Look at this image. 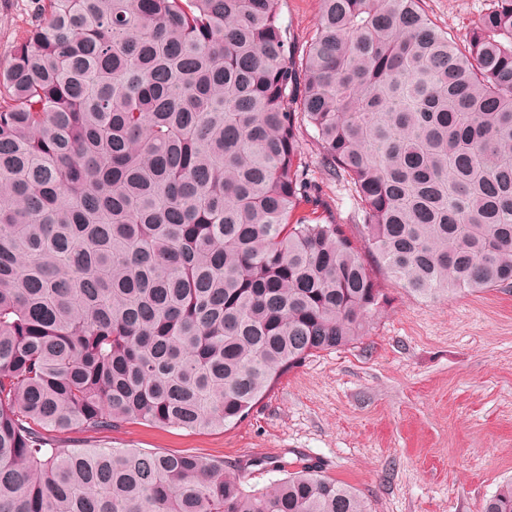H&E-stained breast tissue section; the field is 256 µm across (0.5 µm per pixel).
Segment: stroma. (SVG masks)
Wrapping results in <instances>:
<instances>
[{
  "mask_svg": "<svg viewBox=\"0 0 512 512\" xmlns=\"http://www.w3.org/2000/svg\"><path fill=\"white\" fill-rule=\"evenodd\" d=\"M491 0H422L455 39ZM37 0H0V62L37 15ZM319 0H282L281 20L306 43ZM309 178L327 206L322 221L355 233L347 183L330 179L311 128L300 130ZM355 244L388 303L361 342L309 357L282 376L251 414L225 430L190 432L133 424L94 435L63 433L70 448L188 452L232 464L259 488L279 479L272 461L302 453L354 487L371 512H481L512 480V288L426 299L379 267ZM268 467H261V460Z\"/></svg>",
  "mask_w": 512,
  "mask_h": 512,
  "instance_id": "obj_1",
  "label": "stroma"
}]
</instances>
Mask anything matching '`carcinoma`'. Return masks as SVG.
<instances>
[{
	"label": "carcinoma",
	"mask_w": 512,
	"mask_h": 512,
	"mask_svg": "<svg viewBox=\"0 0 512 512\" xmlns=\"http://www.w3.org/2000/svg\"><path fill=\"white\" fill-rule=\"evenodd\" d=\"M0 63V512H369L298 454L67 448L234 426L387 297L317 203L299 128L423 296L512 287V0L459 43L420 0H40ZM482 512H512V483ZM319 10V0H282L281 20L300 46L313 34Z\"/></svg>",
	"instance_id": "1"
}]
</instances>
